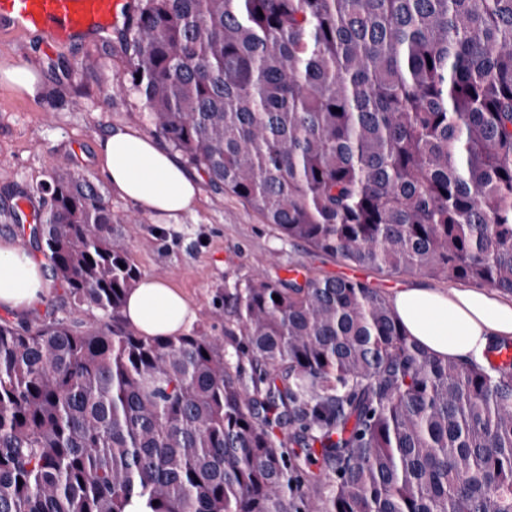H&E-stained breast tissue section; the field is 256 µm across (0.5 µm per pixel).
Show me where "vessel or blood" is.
Returning <instances> with one entry per match:
<instances>
[{
	"instance_id": "1",
	"label": "vessel or blood",
	"mask_w": 512,
	"mask_h": 512,
	"mask_svg": "<svg viewBox=\"0 0 512 512\" xmlns=\"http://www.w3.org/2000/svg\"><path fill=\"white\" fill-rule=\"evenodd\" d=\"M132 0H0V29L90 43L127 23Z\"/></svg>"
}]
</instances>
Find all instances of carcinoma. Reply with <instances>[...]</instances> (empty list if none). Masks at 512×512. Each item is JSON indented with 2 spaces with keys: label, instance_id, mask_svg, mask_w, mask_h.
Returning a JSON list of instances; mask_svg holds the SVG:
<instances>
[{
  "label": "carcinoma",
  "instance_id": "carcinoma-1",
  "mask_svg": "<svg viewBox=\"0 0 512 512\" xmlns=\"http://www.w3.org/2000/svg\"><path fill=\"white\" fill-rule=\"evenodd\" d=\"M117 37L156 131L289 240L512 294V0H137ZM26 194L100 317L0 319V512H512V364L436 359L311 275L224 289L232 352L144 336L137 220L75 171Z\"/></svg>",
  "mask_w": 512,
  "mask_h": 512
}]
</instances>
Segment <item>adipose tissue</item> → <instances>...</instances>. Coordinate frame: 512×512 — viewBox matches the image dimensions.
Instances as JSON below:
<instances>
[{"instance_id": "ef3b65f1", "label": "adipose tissue", "mask_w": 512, "mask_h": 512, "mask_svg": "<svg viewBox=\"0 0 512 512\" xmlns=\"http://www.w3.org/2000/svg\"><path fill=\"white\" fill-rule=\"evenodd\" d=\"M100 174L112 190L167 223H181L199 197L196 179L157 139L130 127L114 126L97 141ZM50 280L31 254L0 239V309L22 312L41 303ZM391 305L405 331L436 358L461 365L484 363L493 344L512 340V299L471 288L398 291ZM128 327L147 336L178 335L195 313L170 283L142 279L127 296Z\"/></svg>"}]
</instances>
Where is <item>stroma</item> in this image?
Wrapping results in <instances>:
<instances>
[{
    "label": "stroma",
    "mask_w": 512,
    "mask_h": 512,
    "mask_svg": "<svg viewBox=\"0 0 512 512\" xmlns=\"http://www.w3.org/2000/svg\"><path fill=\"white\" fill-rule=\"evenodd\" d=\"M129 56L107 38L94 48L83 43H48L41 35L0 31V65L31 68L42 77L35 97L16 94L0 84V238L15 239V226L3 210L17 191L70 168L99 179L96 142L115 125L153 134L141 104L123 88ZM201 199L182 223L167 224L142 212L114 192L106 197L113 211L135 216L124 225L121 240L141 276L180 288L195 310L194 328L201 334L228 339L236 325L220 312L226 288L259 277L287 278L298 268L323 277L354 278L385 296L401 288L462 287L459 279L419 273L390 276L357 269L338 258L288 240L242 199L208 180H201ZM51 288L42 307L10 314L14 323H29L52 312L91 325L93 309H74Z\"/></svg>",
    "instance_id": "35a3bbf8"
}]
</instances>
